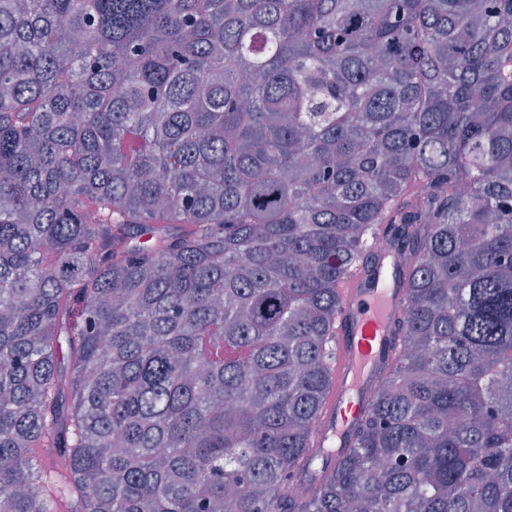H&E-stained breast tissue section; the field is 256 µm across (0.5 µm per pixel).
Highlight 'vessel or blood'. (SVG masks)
<instances>
[{"label":"vessel or blood","mask_w":512,"mask_h":512,"mask_svg":"<svg viewBox=\"0 0 512 512\" xmlns=\"http://www.w3.org/2000/svg\"><path fill=\"white\" fill-rule=\"evenodd\" d=\"M341 294L334 386L319 432V443L326 448L344 446L347 427L365 407L363 397L376 384L396 328L402 291L391 274L378 273L370 283L358 273L346 280Z\"/></svg>","instance_id":"b4317fda"}]
</instances>
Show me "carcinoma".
Masks as SVG:
<instances>
[{"label":"carcinoma","mask_w":512,"mask_h":512,"mask_svg":"<svg viewBox=\"0 0 512 512\" xmlns=\"http://www.w3.org/2000/svg\"><path fill=\"white\" fill-rule=\"evenodd\" d=\"M62 504L512 512V0H0V512ZM393 256H386L376 280L368 283L364 273L349 277L341 290L338 315L334 386L326 401L319 443L324 448L345 446V433L365 407L375 386L382 357L397 324L402 291L391 276ZM388 266L389 273L383 268Z\"/></svg>","instance_id":"carcinoma-1"}]
</instances>
